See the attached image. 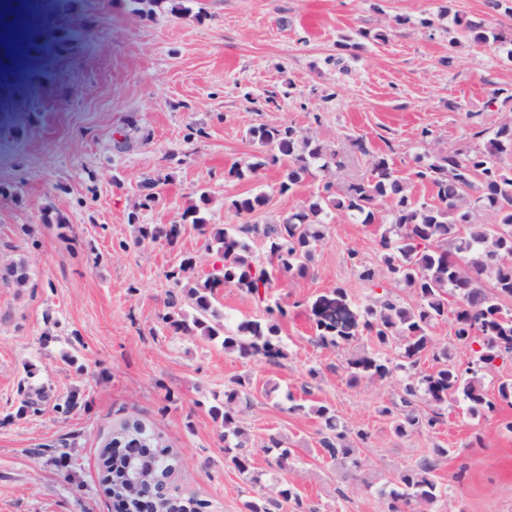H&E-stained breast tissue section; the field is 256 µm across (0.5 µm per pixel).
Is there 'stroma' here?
Segmentation results:
<instances>
[{
	"instance_id": "stroma-1",
	"label": "stroma",
	"mask_w": 512,
	"mask_h": 512,
	"mask_svg": "<svg viewBox=\"0 0 512 512\" xmlns=\"http://www.w3.org/2000/svg\"><path fill=\"white\" fill-rule=\"evenodd\" d=\"M42 6L52 21L43 53L0 79V512H120L101 452L128 420L171 446L174 493L204 512H246L261 490L225 461L210 413L238 387L254 401L241 420L255 470L275 471L269 436L292 451L298 499L281 512H388L379 488L439 446L445 491L429 512H512V434L452 397L435 429L396 436L403 375L350 381L348 359L375 350L372 338L357 329L336 349L314 336L316 300L339 292L358 313L371 297L360 268L380 264L379 225L332 212L309 274L278 278L273 296L288 308L279 363L162 320L174 288L166 274L181 254L199 256L200 283L216 259L181 221L189 202L207 194L210 223L234 224L225 200L262 193L258 222L278 223L329 179L314 171L285 195L276 164L225 180V167L263 152L252 127L313 131L342 154L331 178L339 186L366 171L348 148L353 135L410 176L418 157L512 120V44L473 43L456 23L507 31L512 16L487 0H189V14L151 18L130 0H89L80 22L66 0ZM383 27L387 40H373ZM148 178L163 199L134 210ZM47 210L63 225L44 223ZM141 224H176L179 236L141 243ZM16 264L24 282L6 273ZM24 380L46 400L20 417ZM68 397L74 409L56 413ZM319 405L360 446L353 479L341 480L322 451Z\"/></svg>"
}]
</instances>
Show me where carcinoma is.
<instances>
[{"instance_id": "1", "label": "carcinoma", "mask_w": 512, "mask_h": 512, "mask_svg": "<svg viewBox=\"0 0 512 512\" xmlns=\"http://www.w3.org/2000/svg\"><path fill=\"white\" fill-rule=\"evenodd\" d=\"M136 11L153 17L170 4V11L181 9L177 0H131ZM469 32L473 42L488 40L482 25L464 19L457 20ZM253 139L278 151L269 157L258 154L246 163L234 162L224 168L227 180L244 181L255 177L269 163L282 160L278 184L281 193L294 191L312 171L326 173L340 166L338 153L328 149L310 132L291 126L260 125L250 130ZM484 137L476 147L466 146L448 152L438 151L418 158L412 178L430 185L431 199L413 195L408 182L399 174L388 153L370 150L361 137L350 139L354 151L365 157L367 176L337 190L332 182L300 209L280 223L258 224L255 213L266 204L263 194L245 196L230 201L229 209L242 218L239 224L218 227L206 217L209 198L199 195L182 212V221L194 225L206 237V250L221 256V263L202 283L192 282L197 257L184 255L167 277L182 287L186 302L175 294L169 296L167 312L162 320L177 331L199 334L208 338L224 337V351L242 358H261L275 362L287 356L279 336V322L288 317V310L272 300L274 280L266 277V269L274 267L281 275L303 277L307 274L323 239V228L331 211H339L360 224H382L379 247L383 269L361 266V278L371 284L379 275L397 286L410 289L414 299L403 302L385 290L371 298L362 311V328L380 347L379 352L364 353L347 362L349 379L384 380L398 371L407 373L404 409L394 420L393 430L405 436L423 428L433 429L442 422V407L450 397L468 404L473 415L487 417L498 412V403L512 404V381L501 382L493 398L483 385L482 371L498 358L512 357V124L500 125L492 134L480 130L470 138ZM158 182L148 179L141 184L139 208H150L159 199L155 191ZM178 234L172 224L138 225L137 242L170 243ZM261 242L268 261L255 254L251 243ZM221 286H233L253 297L264 306L266 319L242 320L228 330L214 309V291ZM456 299L453 312L454 335L464 345L479 344L463 369L450 362L448 349H436L432 330L448 318V298ZM195 311L184 315L183 304ZM334 300L319 299L312 306L313 330L317 341L338 348L351 336L336 329ZM395 351V356L387 350ZM433 353L434 370L422 372L418 366L423 356ZM423 397L432 407L431 414L420 415L411 409L412 400ZM250 405L244 392L232 389L224 392V406L212 407L213 418L224 427V459L231 462L253 484L262 483L263 474L251 470L249 434L239 418L240 407ZM313 412L323 421L321 445L325 453L340 468L341 479L360 467L359 449L345 442V425L326 406ZM267 451L276 454L279 468H288L291 451L282 447L275 436L269 437ZM148 460L161 474L173 472L170 446L147 448ZM448 453L438 447L435 456H425L402 470L394 480L380 489L388 501V512H427L443 490L439 481L436 457ZM104 467L112 476V488L123 485L127 454L101 453ZM276 496H263L247 503L248 512H278L282 505L295 497L287 481L275 479Z\"/></svg>"}]
</instances>
